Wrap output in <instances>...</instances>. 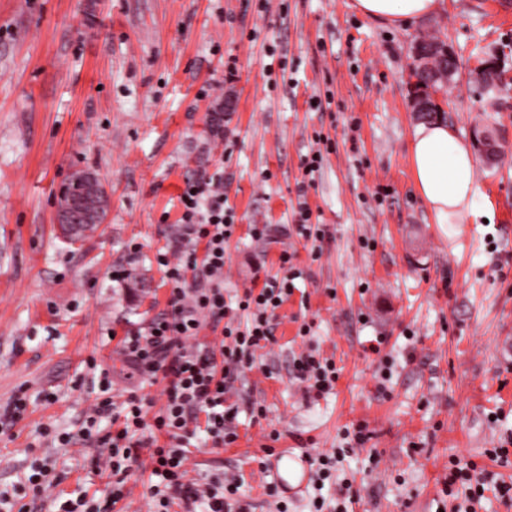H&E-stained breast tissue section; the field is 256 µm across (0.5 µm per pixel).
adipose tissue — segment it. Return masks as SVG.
Returning a JSON list of instances; mask_svg holds the SVG:
<instances>
[{
	"instance_id": "ef3b65f1",
	"label": "adipose tissue",
	"mask_w": 512,
	"mask_h": 512,
	"mask_svg": "<svg viewBox=\"0 0 512 512\" xmlns=\"http://www.w3.org/2000/svg\"><path fill=\"white\" fill-rule=\"evenodd\" d=\"M360 14L402 27L437 10L438 0H355ZM415 190L439 226L464 223L478 191L468 142L448 123L417 125L410 139Z\"/></svg>"
}]
</instances>
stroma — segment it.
<instances>
[{
    "label": "stroma",
    "instance_id": "obj_1",
    "mask_svg": "<svg viewBox=\"0 0 512 512\" xmlns=\"http://www.w3.org/2000/svg\"><path fill=\"white\" fill-rule=\"evenodd\" d=\"M421 33L458 58L444 121L466 140L496 127L506 142L494 166L476 165L473 221L445 236L409 156ZM273 43L288 61L275 81L264 71ZM489 50L505 52L512 78V0H440L399 28L354 0H0V405L27 399L22 419L0 416V495L26 512L106 496L99 449L51 447L42 429L78 433L106 379L115 403L135 389L164 402L166 381L138 376L118 340L167 310L155 255L181 245L185 179L218 171L236 224L225 300L261 288L284 249L303 277L271 320L273 342L234 384L237 442L216 448L198 432L190 476H242L250 512H277L282 499L312 512L318 496L335 512L333 481L310 478L286 497L271 467L284 449L316 461L363 424L369 441L340 466L359 491L354 512H458L444 493L449 458L484 466L512 437V94L491 111L470 78ZM328 94L329 108L310 110ZM319 131L336 149L306 186L302 161ZM79 173L101 181L109 206L70 242L57 207ZM303 205L329 229L315 262L285 221ZM253 224L267 237L252 238ZM121 265L131 275L113 281ZM310 352L339 371L318 398L292 374ZM38 458L54 483L36 497L25 477Z\"/></svg>",
    "mask_w": 512,
    "mask_h": 512
}]
</instances>
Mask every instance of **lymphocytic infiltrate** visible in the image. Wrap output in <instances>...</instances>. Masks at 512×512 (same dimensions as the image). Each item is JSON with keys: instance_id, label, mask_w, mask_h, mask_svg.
I'll return each instance as SVG.
<instances>
[{"instance_id": "lymphocytic-infiltrate-1", "label": "lymphocytic infiltrate", "mask_w": 512, "mask_h": 512, "mask_svg": "<svg viewBox=\"0 0 512 512\" xmlns=\"http://www.w3.org/2000/svg\"><path fill=\"white\" fill-rule=\"evenodd\" d=\"M221 180L218 174L186 180L179 197L180 223L183 240L193 248L177 260L169 252L157 253L156 261L170 284L168 310L145 331L123 340V353L140 376L166 380L164 403L155 405L133 391L117 407L107 397L96 404L79 434L59 432L51 426L43 432L63 448L80 440L107 451L104 467L112 477L108 496L67 500L59 512H113L125 497L126 479L144 447L149 450L152 474L159 479L153 492L155 512H196L200 505L205 512H249L248 504L238 496L237 479L218 477L205 484L189 479L188 447L200 421L215 447L237 441L236 413L227 403V394L255 351L272 342L270 317L292 294L303 272L294 263V252L281 251L278 274L261 289H246L236 299L237 314H230L224 300V245L234 224L218 188ZM199 243L204 246L200 256L194 251ZM206 325L220 329V349L190 346V339ZM295 377L320 395L332 389L338 375L332 360L309 353L296 361ZM105 416L119 422V429L101 432L97 423ZM149 425L155 436L136 439V432ZM488 479L486 470L474 462H448L446 489L451 492L456 485L467 486V512H474L480 503Z\"/></svg>"}]
</instances>
